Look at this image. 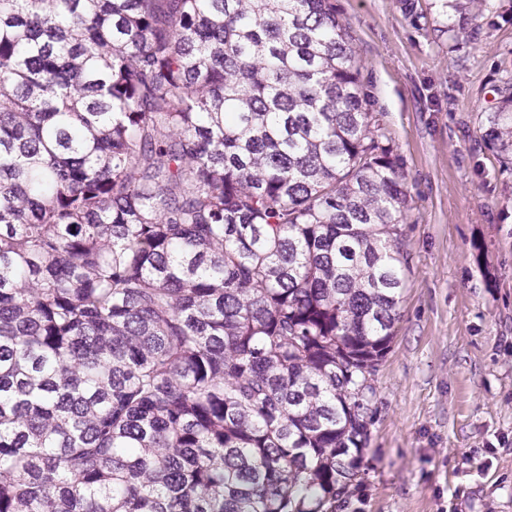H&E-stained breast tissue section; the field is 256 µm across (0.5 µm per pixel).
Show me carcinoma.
I'll use <instances>...</instances> for the list:
<instances>
[{
    "mask_svg": "<svg viewBox=\"0 0 512 512\" xmlns=\"http://www.w3.org/2000/svg\"><path fill=\"white\" fill-rule=\"evenodd\" d=\"M406 203L333 0H0V512H338Z\"/></svg>",
    "mask_w": 512,
    "mask_h": 512,
    "instance_id": "carcinoma-1",
    "label": "carcinoma"
}]
</instances>
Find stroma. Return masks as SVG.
Here are the masks:
<instances>
[{
    "mask_svg": "<svg viewBox=\"0 0 512 512\" xmlns=\"http://www.w3.org/2000/svg\"><path fill=\"white\" fill-rule=\"evenodd\" d=\"M406 175L400 319L375 376L364 474L340 512H512V171L481 113L512 78V0H334Z\"/></svg>",
    "mask_w": 512,
    "mask_h": 512,
    "instance_id": "obj_1",
    "label": "stroma"
}]
</instances>
